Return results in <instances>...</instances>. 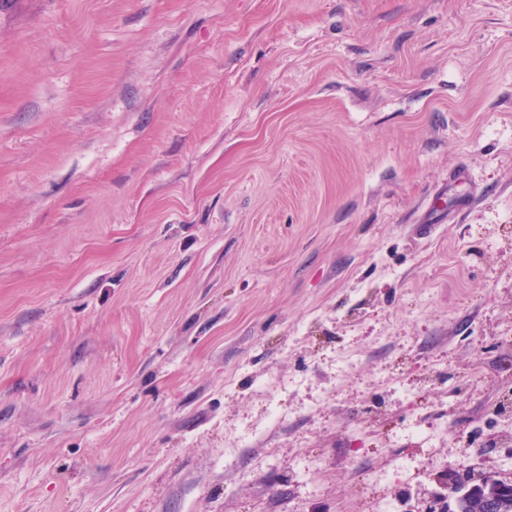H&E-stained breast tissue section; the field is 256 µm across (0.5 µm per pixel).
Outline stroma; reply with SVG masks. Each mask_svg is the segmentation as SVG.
I'll return each instance as SVG.
<instances>
[{
    "instance_id": "obj_1",
    "label": "stroma",
    "mask_w": 512,
    "mask_h": 512,
    "mask_svg": "<svg viewBox=\"0 0 512 512\" xmlns=\"http://www.w3.org/2000/svg\"><path fill=\"white\" fill-rule=\"evenodd\" d=\"M508 427L512 0H0V512H417Z\"/></svg>"
}]
</instances>
